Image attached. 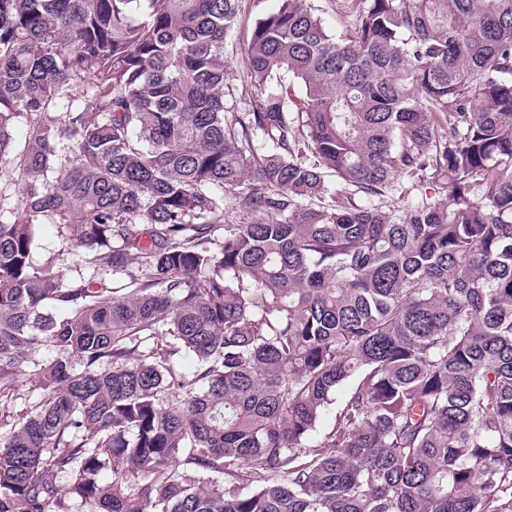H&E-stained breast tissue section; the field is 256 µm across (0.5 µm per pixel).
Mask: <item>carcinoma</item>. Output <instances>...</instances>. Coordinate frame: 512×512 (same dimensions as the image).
Masks as SVG:
<instances>
[{
	"label": "carcinoma",
	"mask_w": 512,
	"mask_h": 512,
	"mask_svg": "<svg viewBox=\"0 0 512 512\" xmlns=\"http://www.w3.org/2000/svg\"><path fill=\"white\" fill-rule=\"evenodd\" d=\"M278 2L230 112L239 0H0V179L26 176L0 219V407L21 373L41 390L0 433V512L512 495V0H356L339 35ZM397 172L445 197L386 205ZM48 219L90 277L32 264Z\"/></svg>",
	"instance_id": "carcinoma-1"
}]
</instances>
